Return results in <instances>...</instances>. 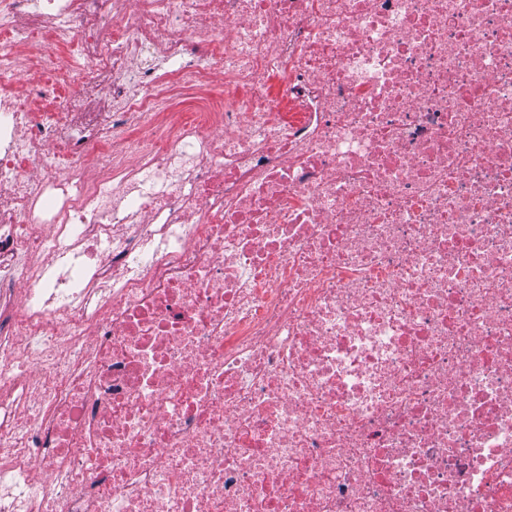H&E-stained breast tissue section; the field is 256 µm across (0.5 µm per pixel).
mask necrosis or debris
<instances>
[{"label": "necrosis or debris", "mask_w": 512, "mask_h": 512, "mask_svg": "<svg viewBox=\"0 0 512 512\" xmlns=\"http://www.w3.org/2000/svg\"><path fill=\"white\" fill-rule=\"evenodd\" d=\"M0 31V512H512V0Z\"/></svg>", "instance_id": "necrosis-or-debris-1"}]
</instances>
